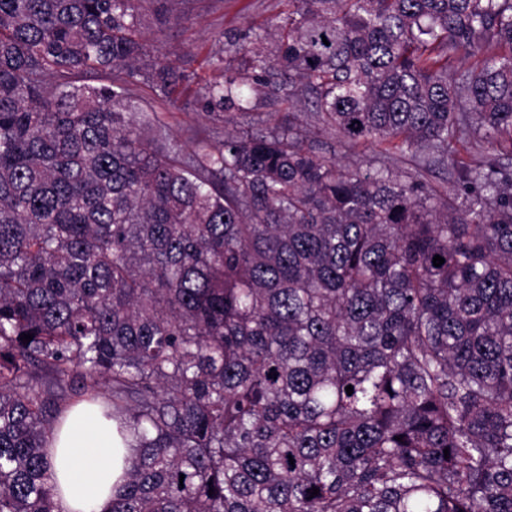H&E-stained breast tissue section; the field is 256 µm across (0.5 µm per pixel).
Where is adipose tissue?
<instances>
[{
	"instance_id": "obj_1",
	"label": "adipose tissue",
	"mask_w": 512,
	"mask_h": 512,
	"mask_svg": "<svg viewBox=\"0 0 512 512\" xmlns=\"http://www.w3.org/2000/svg\"><path fill=\"white\" fill-rule=\"evenodd\" d=\"M55 512H107L131 467V452L112 420L77 406L51 437Z\"/></svg>"
}]
</instances>
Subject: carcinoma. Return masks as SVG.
Instances as JSON below:
<instances>
[{
    "instance_id": "1",
    "label": "carcinoma",
    "mask_w": 512,
    "mask_h": 512,
    "mask_svg": "<svg viewBox=\"0 0 512 512\" xmlns=\"http://www.w3.org/2000/svg\"><path fill=\"white\" fill-rule=\"evenodd\" d=\"M176 2L0 0V512H54L82 401L135 451L108 512H512V0H284L188 152L132 93L190 81ZM316 137L320 140V143H323V151L332 154L335 152L337 158L349 157L351 159L360 158L366 161H374L377 156L378 149L376 147L361 146L351 151L347 146L338 143L337 140L332 137L327 135H317Z\"/></svg>"
}]
</instances>
